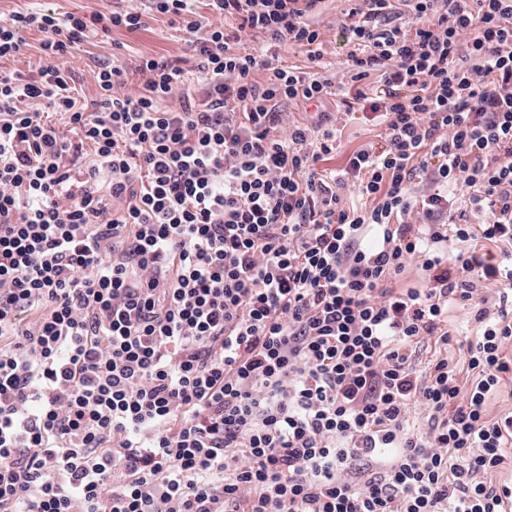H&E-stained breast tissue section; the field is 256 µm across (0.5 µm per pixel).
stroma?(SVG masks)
<instances>
[{"mask_svg": "<svg viewBox=\"0 0 512 512\" xmlns=\"http://www.w3.org/2000/svg\"><path fill=\"white\" fill-rule=\"evenodd\" d=\"M126 0H0V15L9 16L17 12H26L36 7H46L60 13H74L89 17L98 13L108 14L126 7ZM347 0H325L321 12L314 17L313 23L320 32L318 48L326 65L325 76L338 79L343 74V63L348 48L340 36V26L348 10ZM144 24L140 29L127 30L112 28L105 33H98L77 49L79 67L75 77V94L85 100L95 99L98 93L97 72L102 63L110 61L120 65L126 72L124 93L133 95L140 89L137 66L144 57L164 60L182 67L185 72L195 70V56L186 41L183 31L171 26L169 18L145 13ZM240 19L235 15L224 18V30L230 34L231 50L241 51L262 45L267 55L278 58L286 65H304V50L294 45L261 41L260 37L242 35L238 32ZM336 151L323 166L327 169L341 168L348 156L355 150L366 149L380 143L385 128L372 121L370 115L358 113L342 117L337 125ZM448 329L455 332V345L442 349L431 342H422L410 350L414 366H422L434 356L447 355L455 362H462V347L473 341L477 332L476 325L466 322L463 310L457 306L448 308Z\"/></svg>", "mask_w": 512, "mask_h": 512, "instance_id": "1", "label": "stroma"}]
</instances>
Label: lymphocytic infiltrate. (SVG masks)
<instances>
[{
	"label": "lymphocytic infiltrate",
	"instance_id": "1",
	"mask_svg": "<svg viewBox=\"0 0 512 512\" xmlns=\"http://www.w3.org/2000/svg\"><path fill=\"white\" fill-rule=\"evenodd\" d=\"M205 2L197 95L145 57L137 94L106 65L78 102L75 49L140 28L137 6L0 18V59L45 35L38 79L0 72V512H504L512 411L485 404L512 374V264L472 241L512 247V0H411L402 25L362 0L337 83L231 51L222 22L317 65L324 0ZM328 100L385 127L329 172L328 113L277 133L282 103ZM348 184L366 205L342 207ZM414 258L428 288H389ZM452 304L481 328L466 387L408 354L451 343Z\"/></svg>",
	"mask_w": 512,
	"mask_h": 512
}]
</instances>
